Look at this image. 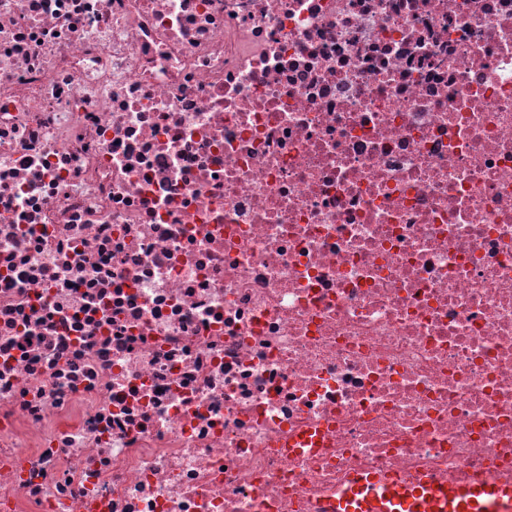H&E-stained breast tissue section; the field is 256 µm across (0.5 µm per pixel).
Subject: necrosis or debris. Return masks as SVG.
I'll return each instance as SVG.
<instances>
[{
	"label": "necrosis or debris",
	"mask_w": 512,
	"mask_h": 512,
	"mask_svg": "<svg viewBox=\"0 0 512 512\" xmlns=\"http://www.w3.org/2000/svg\"><path fill=\"white\" fill-rule=\"evenodd\" d=\"M512 479V0H0V512Z\"/></svg>",
	"instance_id": "obj_1"
}]
</instances>
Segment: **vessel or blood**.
Here are the masks:
<instances>
[{
    "instance_id": "obj_1",
    "label": "vessel or blood",
    "mask_w": 512,
    "mask_h": 512,
    "mask_svg": "<svg viewBox=\"0 0 512 512\" xmlns=\"http://www.w3.org/2000/svg\"><path fill=\"white\" fill-rule=\"evenodd\" d=\"M320 512H512V482L486 475L468 482L354 477Z\"/></svg>"
}]
</instances>
